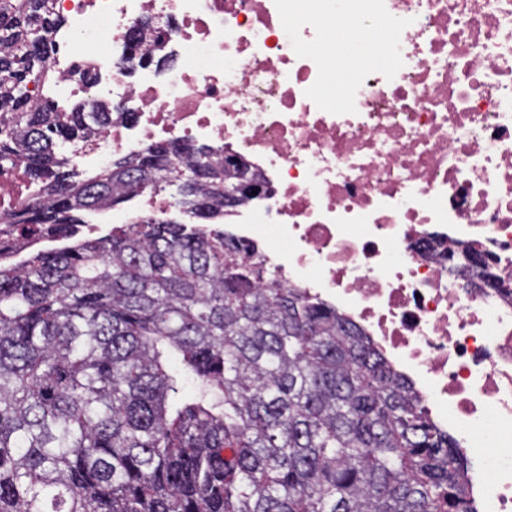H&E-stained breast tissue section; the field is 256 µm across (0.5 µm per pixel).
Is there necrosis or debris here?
I'll return each mask as SVG.
<instances>
[{
	"label": "necrosis or debris",
	"mask_w": 512,
	"mask_h": 512,
	"mask_svg": "<svg viewBox=\"0 0 512 512\" xmlns=\"http://www.w3.org/2000/svg\"><path fill=\"white\" fill-rule=\"evenodd\" d=\"M61 88L111 105L78 168L190 138L263 190L227 215L286 288L361 326L512 512V0H54ZM375 37L325 49L337 20ZM150 24L160 48L128 42ZM91 70L81 86L67 81ZM0 173V213L28 199ZM476 245L508 287L457 272ZM506 459L494 462L492 449Z\"/></svg>",
	"instance_id": "obj_1"
}]
</instances>
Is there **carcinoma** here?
Here are the masks:
<instances>
[{
    "instance_id": "carcinoma-1",
    "label": "carcinoma",
    "mask_w": 512,
    "mask_h": 512,
    "mask_svg": "<svg viewBox=\"0 0 512 512\" xmlns=\"http://www.w3.org/2000/svg\"><path fill=\"white\" fill-rule=\"evenodd\" d=\"M59 22L53 0H0V168L40 184L0 216V512H477L456 442L335 307L219 227L79 233L168 185L222 218L246 169L182 139L79 172L59 145L112 112L31 95Z\"/></svg>"
}]
</instances>
